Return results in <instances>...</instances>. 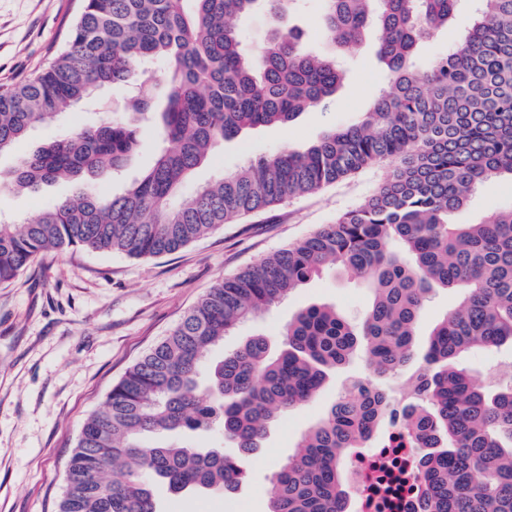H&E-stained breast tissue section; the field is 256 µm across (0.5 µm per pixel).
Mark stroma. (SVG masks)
Returning <instances> with one entry per match:
<instances>
[{"mask_svg":"<svg viewBox=\"0 0 512 512\" xmlns=\"http://www.w3.org/2000/svg\"><path fill=\"white\" fill-rule=\"evenodd\" d=\"M79 8L80 0H0V87L44 65ZM322 9L323 0H303L292 19L304 48L314 52L327 48ZM388 88L370 45L356 47L346 61L345 84L331 104L302 113L288 127H262L225 141L223 149L194 172L184 194L251 159L306 148L327 130L356 120ZM103 101L124 107L125 93L118 87L102 89L57 121L36 127L0 153V172H8L19 157L44 143L96 122ZM156 151L155 136L145 133L125 175H100L94 187L103 194L121 192L151 167ZM387 171L384 165L368 169L241 223L224 225L172 254L133 258L79 248L50 251L12 282L0 284V512H57L82 426L102 408L125 372L167 336L218 279L363 204ZM75 192L71 182L45 184L30 194L0 183V218H33ZM511 206L512 180L503 178L475 191L452 220L471 224ZM370 300L364 284L328 272L237 327L209 357L222 358L257 334L268 336L272 352H279L284 326L312 303L335 305L351 324H360ZM463 363L487 385H495L512 376V346L468 354ZM361 372L357 360L330 372L312 402L272 423L260 447L242 456L246 478L237 491L227 496L175 494L159 483L155 491L160 512H267L274 472L301 435L324 416L349 378Z\"/></svg>","mask_w":512,"mask_h":512,"instance_id":"stroma-1","label":"stroma"}]
</instances>
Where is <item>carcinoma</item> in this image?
Returning a JSON list of instances; mask_svg holds the SVG:
<instances>
[{"mask_svg":"<svg viewBox=\"0 0 512 512\" xmlns=\"http://www.w3.org/2000/svg\"><path fill=\"white\" fill-rule=\"evenodd\" d=\"M460 2L324 0L330 49L313 53L284 26L298 0H83L48 65L0 88V151L97 89L130 90L126 111H107L0 174L20 193L60 179L81 184L31 221L0 220L1 284L48 250L173 253L224 224L389 165L364 204L220 279L126 371L82 426L59 512H158L155 482L174 493L237 489L236 456L145 438L216 430L249 453L359 352L369 374L280 465L268 512H349L348 449L397 422L422 451L426 512H512V383L492 393L461 365L473 350L512 343V207L475 224L448 221L478 187L512 178V0H478L467 32L418 66L420 44L452 23ZM261 8L270 33L252 49L236 22ZM370 35L390 90L359 119L174 203L224 141L288 126L330 101L344 80L339 60ZM153 61L167 65L164 76ZM151 122L161 141L153 166L119 194L98 193L91 178L121 172ZM336 268L371 290L359 326L333 305L311 304L283 328L279 354L253 336L208 365L197 392L212 347ZM435 288H457L462 300L420 350L418 323Z\"/></svg>","mask_w":512,"mask_h":512,"instance_id":"1","label":"carcinoma"}]
</instances>
